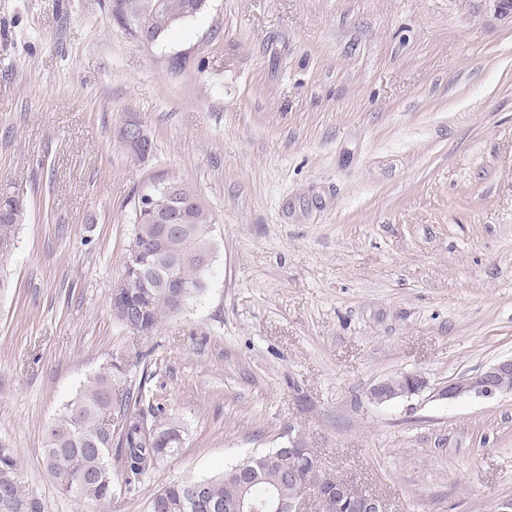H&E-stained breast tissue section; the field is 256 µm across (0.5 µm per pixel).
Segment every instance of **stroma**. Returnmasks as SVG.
Wrapping results in <instances>:
<instances>
[{"instance_id":"stroma-1","label":"stroma","mask_w":512,"mask_h":512,"mask_svg":"<svg viewBox=\"0 0 512 512\" xmlns=\"http://www.w3.org/2000/svg\"><path fill=\"white\" fill-rule=\"evenodd\" d=\"M134 113L143 160L114 137ZM193 186L209 287L157 335L112 316L135 202ZM27 219L0 294V445L44 512V431L121 363L188 426L114 512H150L289 432L388 512L512 497V395L437 390L512 358V20L483 0H209L159 44L104 0H0V182ZM421 374V394L369 389ZM428 386V380L420 374L394 376L374 385L368 397L372 403L383 404L398 398L418 395Z\"/></svg>"}]
</instances>
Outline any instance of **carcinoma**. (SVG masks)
Masks as SVG:
<instances>
[{"label":"carcinoma","mask_w":512,"mask_h":512,"mask_svg":"<svg viewBox=\"0 0 512 512\" xmlns=\"http://www.w3.org/2000/svg\"><path fill=\"white\" fill-rule=\"evenodd\" d=\"M145 9L151 30L167 36L173 20L187 12L192 0H128ZM26 210L0 194V266L17 249L16 230L25 222ZM214 214L202 203L191 207L186 218L171 230L150 218V211L134 215L132 235L141 251L139 272L130 276L124 292L129 308L111 307L112 316L126 325L132 316L141 319V335L154 336L164 318L183 310L169 297L171 276L187 283L191 301L208 288L213 259L211 225ZM143 387H123L114 363L89 376L83 388L64 405L45 430L44 465L57 489L85 501L112 505L115 499L112 470L107 463L112 447L121 449L126 483L155 468V464L182 448L185 428L159 403L145 404ZM279 449L255 453L209 478H186L165 485L154 497L151 512H229L239 493L237 468L248 465L260 473L249 491L263 499L273 493L287 509L294 487L281 477L275 461ZM0 512H43L41 499L19 477V461L8 448H0Z\"/></svg>","instance_id":"carcinoma-1"}]
</instances>
